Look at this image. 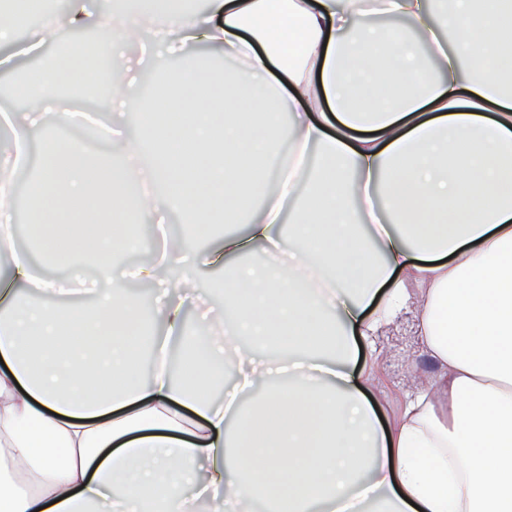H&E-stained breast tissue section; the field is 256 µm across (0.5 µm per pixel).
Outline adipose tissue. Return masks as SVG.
I'll return each mask as SVG.
<instances>
[{
	"mask_svg": "<svg viewBox=\"0 0 512 512\" xmlns=\"http://www.w3.org/2000/svg\"><path fill=\"white\" fill-rule=\"evenodd\" d=\"M87 0L43 10L0 0V45L40 53L65 44L22 108L0 114V241L13 237L11 173L42 147L29 205L35 242L73 283L102 292L91 307L50 303L53 281L11 254L0 281V512H512V0ZM43 24L17 33L35 11ZM397 20L387 31L372 14ZM452 33L442 42L439 25ZM154 48L166 110L139 133L111 131L94 159L70 123H48L70 84L63 60L111 64L121 103L125 50ZM203 43L238 61V85L214 87L203 66L168 69ZM178 213L183 237L121 274L133 226ZM242 224L208 250L189 235ZM260 250L261 264L244 262ZM224 265V309L198 297L191 271ZM156 291L158 330L139 326L127 280ZM38 288L22 299L18 286ZM194 302L197 335L186 319ZM438 363L383 425L359 369L361 345L407 315ZM182 341V377L144 374L141 353ZM272 347L286 383L255 350ZM235 374L225 403L218 374Z\"/></svg>",
	"mask_w": 512,
	"mask_h": 512,
	"instance_id": "adipose-tissue-1",
	"label": "adipose tissue"
}]
</instances>
